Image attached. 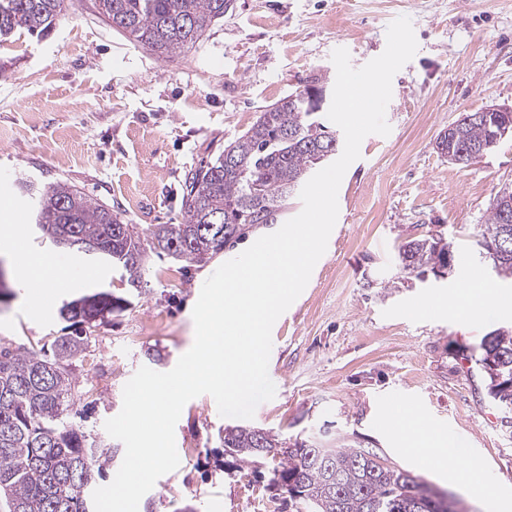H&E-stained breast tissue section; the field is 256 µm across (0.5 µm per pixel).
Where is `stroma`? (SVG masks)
Instances as JSON below:
<instances>
[{"mask_svg": "<svg viewBox=\"0 0 512 512\" xmlns=\"http://www.w3.org/2000/svg\"><path fill=\"white\" fill-rule=\"evenodd\" d=\"M94 0H66L44 37L20 32L0 44V225L29 203L26 185L76 186L128 223L176 224L182 191L199 163L253 124L262 107L335 76L334 49L361 67L386 47L388 25L412 21L418 49L393 78L388 136L364 138L338 193L339 216L305 290L276 321L269 361L275 397L250 426L288 446L375 448L391 463L457 494L463 512H498L493 498L456 479L460 464L494 470L512 494V413L487 394L472 360L487 333L512 329V309L489 308L463 325L426 300L445 299L488 270L475 241L487 209L512 189V139L461 166L436 138L461 113L512 105V0H232L185 55L165 61L105 25ZM277 224H261L202 265L149 254L142 295H127L119 270L71 255L78 277L39 307L27 303L0 237V345L42 347L64 335V301L97 289L127 296L70 363L79 392L71 420L105 435L133 368L171 370L194 342L196 287ZM441 232L453 266L403 278L399 246ZM412 400L459 447L445 471L417 464L383 426L389 395ZM211 396L189 401L176 425L182 466L158 479L139 512H296L273 495L268 460L237 468L219 437L228 418Z\"/></svg>", "mask_w": 512, "mask_h": 512, "instance_id": "obj_1", "label": "stroma"}]
</instances>
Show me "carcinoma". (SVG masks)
Wrapping results in <instances>:
<instances>
[{"instance_id": "1", "label": "carcinoma", "mask_w": 512, "mask_h": 512, "mask_svg": "<svg viewBox=\"0 0 512 512\" xmlns=\"http://www.w3.org/2000/svg\"><path fill=\"white\" fill-rule=\"evenodd\" d=\"M99 18L129 41L162 59L192 49L224 17L230 0H95ZM64 0H0V43L16 32L45 35L63 15ZM315 75L299 92L263 107L254 124L202 162L185 184L181 222L145 230L126 222L75 186L58 181L35 196V224L41 238L80 256L104 261L124 272L138 288L147 252L176 262L204 264L253 224H273L313 166L336 154L339 139L315 111L309 86L325 88ZM496 128L479 112H464L436 141L440 154L467 165L490 150ZM512 200L494 199L477 245L495 242ZM224 225L222 237L204 230ZM122 224L125 233L114 235ZM448 242L431 233L403 243L404 272L421 275L448 265ZM127 300L108 289L65 302L59 317L85 325L83 336H59L52 355L26 347H0V500L6 512H92L94 471L112 461L117 449L72 424L75 381L68 361L81 354L96 322L124 308ZM476 364L489 379L488 393L505 408L499 379L512 380V331L490 332L478 346ZM224 447L244 467L271 457L272 481L280 486L297 474L304 484L294 498L297 512H449L419 506L416 476L380 454L367 459L361 448L333 450L330 467L308 462L299 450L266 431L244 425L224 428Z\"/></svg>"}]
</instances>
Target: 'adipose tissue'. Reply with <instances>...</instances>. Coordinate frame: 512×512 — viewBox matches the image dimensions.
Here are the masks:
<instances>
[{
    "mask_svg": "<svg viewBox=\"0 0 512 512\" xmlns=\"http://www.w3.org/2000/svg\"><path fill=\"white\" fill-rule=\"evenodd\" d=\"M0 232L9 239L10 252L16 257L14 268L19 280H42L46 288H55L70 278L69 273L51 274L49 258L43 254L33 255L29 261L18 259L20 251L24 250L22 235L11 229L10 225L0 226ZM426 412L417 406L408 408L404 413H389L384 418L388 432L399 442L400 446L412 454L421 456L425 467L436 469L447 460L456 456L455 449L436 426L426 424Z\"/></svg>",
    "mask_w": 512,
    "mask_h": 512,
    "instance_id": "adipose-tissue-1",
    "label": "adipose tissue"
}]
</instances>
